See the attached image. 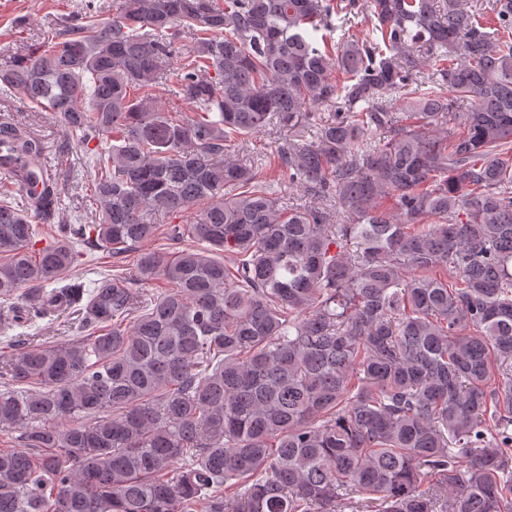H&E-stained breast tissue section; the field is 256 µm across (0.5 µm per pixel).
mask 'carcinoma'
Segmentation results:
<instances>
[{
    "instance_id": "1",
    "label": "carcinoma",
    "mask_w": 512,
    "mask_h": 512,
    "mask_svg": "<svg viewBox=\"0 0 512 512\" xmlns=\"http://www.w3.org/2000/svg\"><path fill=\"white\" fill-rule=\"evenodd\" d=\"M357 9L90 0L0 70L92 169L59 222L0 114V512H512V0H365L366 36ZM43 321L72 336L13 334ZM288 142V132H280L278 129H267L263 133L253 137L249 143L248 148L240 149L238 158L243 162L251 160L253 152L265 151L270 149V146L274 147L282 145ZM161 240H156L142 244L135 252L129 254L125 258H112L107 253L95 252V261L89 263H78L71 270L70 274L72 277L79 278V280L88 282L91 279H95L97 272H105L112 274L116 269H125L128 264L132 263V260L137 257L139 253L148 249L160 248ZM123 266V267H117Z\"/></svg>"
}]
</instances>
